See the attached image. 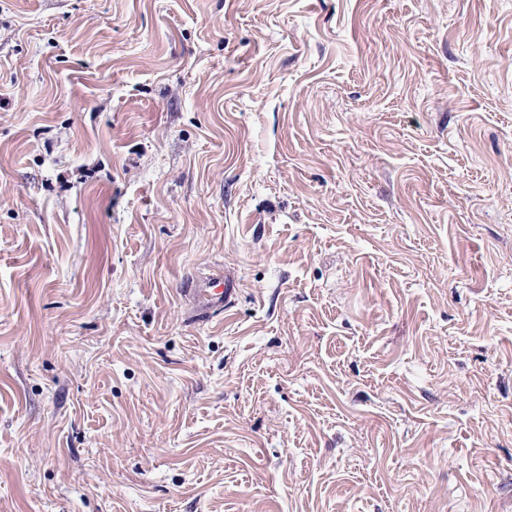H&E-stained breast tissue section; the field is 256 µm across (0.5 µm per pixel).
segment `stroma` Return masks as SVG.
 <instances>
[{"mask_svg":"<svg viewBox=\"0 0 512 512\" xmlns=\"http://www.w3.org/2000/svg\"><path fill=\"white\" fill-rule=\"evenodd\" d=\"M0 512H512V0H0Z\"/></svg>","mask_w":512,"mask_h":512,"instance_id":"obj_1","label":"stroma"}]
</instances>
